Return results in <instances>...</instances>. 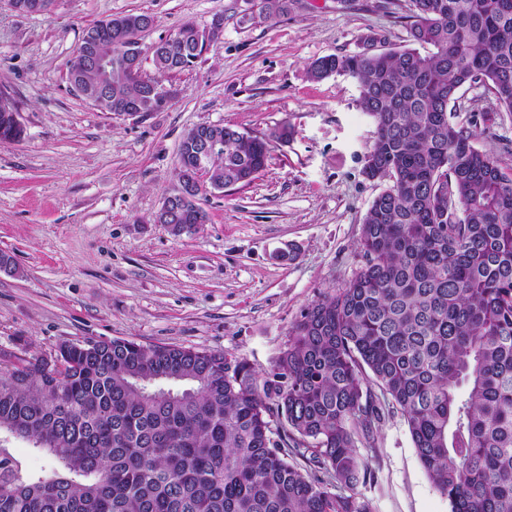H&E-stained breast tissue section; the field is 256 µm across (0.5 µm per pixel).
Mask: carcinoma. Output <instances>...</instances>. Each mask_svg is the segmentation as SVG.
I'll return each instance as SVG.
<instances>
[{"label": "carcinoma", "mask_w": 512, "mask_h": 512, "mask_svg": "<svg viewBox=\"0 0 512 512\" xmlns=\"http://www.w3.org/2000/svg\"><path fill=\"white\" fill-rule=\"evenodd\" d=\"M407 10L412 47L378 50L368 35L361 52L308 65L314 81L357 80L376 125L365 174L391 180L364 218L350 283L306 309L262 374L222 351L119 338L70 343L59 379L35 355L1 359L0 433L54 466L26 479L0 449V512H373L356 443L373 448L375 424L395 411L449 512H512V173L454 121L459 92L476 84L512 114V0ZM286 12L288 0H262L264 19ZM154 23L130 13L85 31L68 61L83 97L105 112L163 109L152 89L202 52L163 47L154 76L126 75L123 39ZM88 52L112 60L105 94ZM209 129L221 145L203 188L265 168L268 138ZM194 132L180 143L189 180Z\"/></svg>", "instance_id": "obj_1"}]
</instances>
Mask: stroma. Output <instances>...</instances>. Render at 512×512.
<instances>
[{
	"label": "stroma",
	"mask_w": 512,
	"mask_h": 512,
	"mask_svg": "<svg viewBox=\"0 0 512 512\" xmlns=\"http://www.w3.org/2000/svg\"><path fill=\"white\" fill-rule=\"evenodd\" d=\"M130 13L154 17L150 43L224 19L198 64L165 78L177 95L160 112L101 111L67 79L86 28ZM409 23L405 0H292L272 21L254 0H57L36 15L0 0V91L26 130L0 141V252L16 266L0 271V359L123 338L268 370L308 306L363 265V220L387 185L364 173L375 124L356 81L317 82L307 66L360 52L371 33L403 46ZM459 103L474 146L512 168V118L487 121L495 103L480 88ZM220 123L291 134L252 182L199 195L207 223H155L183 135ZM367 458L374 512H449L401 415L377 424Z\"/></svg>",
	"instance_id": "1"
}]
</instances>
